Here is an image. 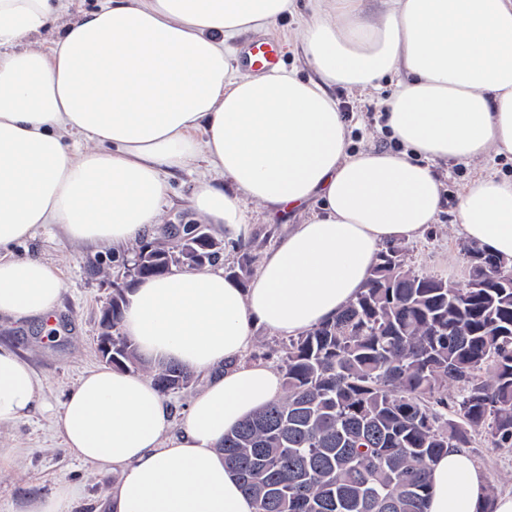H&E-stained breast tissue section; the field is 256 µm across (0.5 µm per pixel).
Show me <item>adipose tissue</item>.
Returning <instances> with one entry per match:
<instances>
[{
    "mask_svg": "<svg viewBox=\"0 0 512 512\" xmlns=\"http://www.w3.org/2000/svg\"><path fill=\"white\" fill-rule=\"evenodd\" d=\"M317 0L304 79L280 67L233 74L228 43L284 18L292 0H106L42 48L67 0H0V319L52 328L58 269L15 247L53 227L70 243L116 249L161 216L166 172L198 161L224 181L191 203L235 246L246 205L316 209L267 252L249 286L222 267L138 281L121 328L154 363L208 374L175 418L126 370L85 373L57 426L69 453L120 480L109 512H255L225 468V431L280 397L281 376L242 363L256 330L291 337L332 320L365 288L383 244L420 236L443 206L439 161L512 156V0ZM396 82L381 101L394 147L352 150L329 94ZM81 139L76 151L68 138ZM460 234L512 259V178L484 173L460 191ZM40 388L0 345V425L28 418ZM512 512V492L451 448L431 472L426 512Z\"/></svg>",
    "mask_w": 512,
    "mask_h": 512,
    "instance_id": "adipose-tissue-1",
    "label": "adipose tissue"
}]
</instances>
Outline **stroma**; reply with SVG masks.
<instances>
[{"mask_svg":"<svg viewBox=\"0 0 512 512\" xmlns=\"http://www.w3.org/2000/svg\"><path fill=\"white\" fill-rule=\"evenodd\" d=\"M311 18L309 0H295L292 13L264 30L233 40L232 45L240 51L258 40H282L287 45L282 66L311 77L313 70L303 55L301 39ZM330 93L339 104L349 108L353 148L389 147L390 142L381 130L377 95L365 97L343 87L331 88ZM485 166L498 174L512 176V159L508 157L484 164H440L438 171L446 205L423 236L402 240L408 267L452 282L467 279V243L455 228L454 206L464 184ZM222 179L221 173L202 165L169 176V197L163 206L161 224L153 228V235L161 236L166 224L197 223L191 206L196 186L203 181ZM303 217L300 211L274 215L260 204H249L248 247L226 251L222 259L224 267L245 264L249 269H257L265 253L275 246L289 225L299 223ZM17 251L38 254L55 265L62 279V293L54 331L45 334L37 328L0 320V344L13 348L29 363L41 388V404L29 418L0 426V512H8L10 506L43 495L62 482L81 488L82 497L73 512H94L118 476L98 472L91 465L75 460L64 445L56 420L79 377L102 366L97 345L101 310L111 299L114 288H129L130 282L113 266L111 248L65 243L55 229L39 230L34 239L18 246ZM467 453L493 485L495 493L512 490V448L492 447L489 436L482 431L473 435Z\"/></svg>","mask_w":512,"mask_h":512,"instance_id":"35a3bbf8","label":"stroma"}]
</instances>
